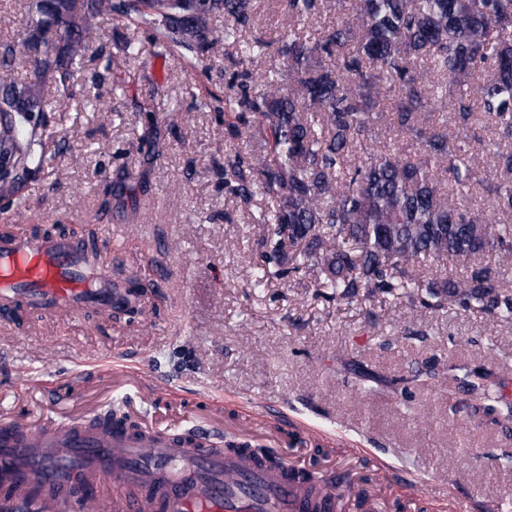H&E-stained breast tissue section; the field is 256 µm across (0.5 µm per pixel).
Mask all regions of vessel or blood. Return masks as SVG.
<instances>
[{
	"label": "vessel or blood",
	"mask_w": 512,
	"mask_h": 512,
	"mask_svg": "<svg viewBox=\"0 0 512 512\" xmlns=\"http://www.w3.org/2000/svg\"><path fill=\"white\" fill-rule=\"evenodd\" d=\"M87 246L60 237L0 239V318L19 306L46 318L122 303ZM207 429L132 431L76 417L30 428L0 415V512H81L82 493L116 487L110 512H336L339 495L307 483L278 450L212 451Z\"/></svg>",
	"instance_id": "1"
}]
</instances>
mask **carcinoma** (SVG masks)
Listing matches in <instances>:
<instances>
[{
	"label": "carcinoma",
	"instance_id": "1",
	"mask_svg": "<svg viewBox=\"0 0 512 512\" xmlns=\"http://www.w3.org/2000/svg\"><path fill=\"white\" fill-rule=\"evenodd\" d=\"M255 0H28L27 33L0 49V183L12 184L48 171L35 139L43 124V86L56 72L67 87L80 70L101 23L117 16L153 31L156 55L186 50L202 56L212 41V17L224 14V43L238 49L237 91L224 108L239 123L224 139L248 138L249 150L225 157L224 185L240 206L256 193L275 205L258 221L269 226L254 285L270 267L304 257L320 268L321 287L338 299L359 289L372 294L399 288L425 292L420 303L448 301L512 318V294L499 289L496 253L512 259V0H359L356 15L319 39L288 33V89L277 74L253 76L249 66L269 43L242 39ZM341 0H286L300 24ZM425 59L419 67L417 61ZM29 68L22 84L8 80L16 62ZM437 78L435 101L447 103L448 87L467 85L455 98L456 133L430 111L425 84ZM399 94L391 96L393 87ZM485 118L495 128L498 168L492 175V212L475 210L463 189L476 177L466 143L472 124ZM387 141L364 142L376 126ZM410 144H400L403 138ZM449 264L446 277H426L425 262ZM491 373L466 369L448 374L475 412L492 424L512 420V405L492 396ZM370 392L412 393L419 377L383 380L369 373Z\"/></svg>",
	"mask_w": 512,
	"mask_h": 512
}]
</instances>
